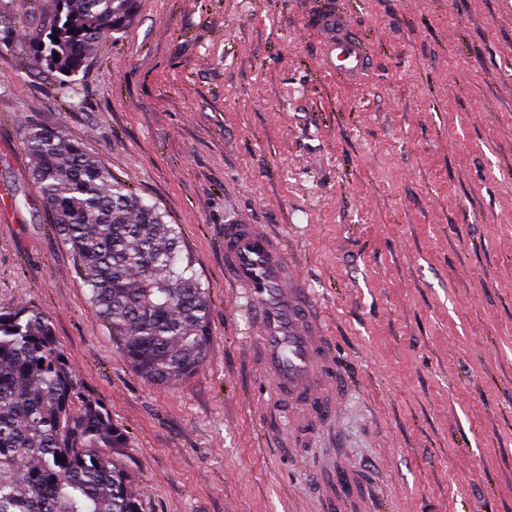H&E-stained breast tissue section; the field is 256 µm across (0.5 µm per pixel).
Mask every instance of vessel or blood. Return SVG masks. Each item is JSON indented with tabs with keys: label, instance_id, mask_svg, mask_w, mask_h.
Returning <instances> with one entry per match:
<instances>
[{
	"label": "vessel or blood",
	"instance_id": "obj_1",
	"mask_svg": "<svg viewBox=\"0 0 512 512\" xmlns=\"http://www.w3.org/2000/svg\"><path fill=\"white\" fill-rule=\"evenodd\" d=\"M325 69L343 80L360 78L369 55L345 13L321 21ZM224 277L250 303L253 351L262 375L295 409L291 434L332 423L348 387L318 306L289 263L281 239L240 220L224 227Z\"/></svg>",
	"mask_w": 512,
	"mask_h": 512
}]
</instances>
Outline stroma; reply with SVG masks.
Wrapping results in <instances>:
<instances>
[{
    "mask_svg": "<svg viewBox=\"0 0 512 512\" xmlns=\"http://www.w3.org/2000/svg\"><path fill=\"white\" fill-rule=\"evenodd\" d=\"M53 0H0V310L49 311L126 438L144 512H512V0H138L71 82L31 63ZM345 11L361 80L326 72ZM63 130L179 231L209 295L195 372L144 380L88 301L19 127ZM283 238L349 378L336 429L291 455L255 371L224 224Z\"/></svg>",
    "mask_w": 512,
    "mask_h": 512,
    "instance_id": "stroma-1",
    "label": "stroma"
}]
</instances>
